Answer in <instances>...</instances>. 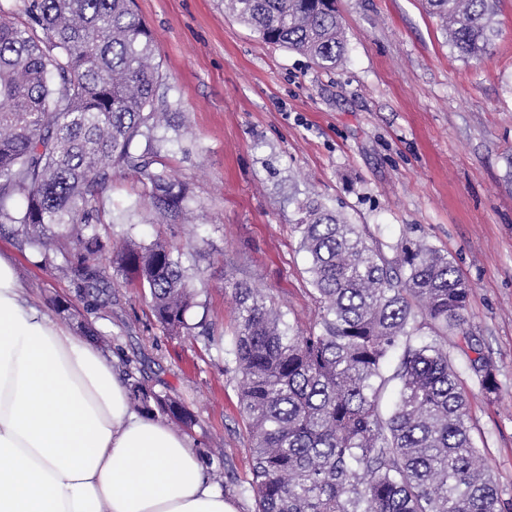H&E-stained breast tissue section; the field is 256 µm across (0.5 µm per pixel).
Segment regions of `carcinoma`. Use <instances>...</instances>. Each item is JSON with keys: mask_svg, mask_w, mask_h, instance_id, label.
Returning a JSON list of instances; mask_svg holds the SVG:
<instances>
[{"mask_svg": "<svg viewBox=\"0 0 512 512\" xmlns=\"http://www.w3.org/2000/svg\"><path fill=\"white\" fill-rule=\"evenodd\" d=\"M23 2L44 37L0 18V226H20L46 266L62 255L93 309H112L107 256L148 293L168 333L190 330L200 276L182 252L161 239L113 244L92 224L94 191L116 169L147 180L161 219L189 207L186 187L151 146L170 116L154 35L133 0ZM424 2L463 60L483 57L499 36L500 0ZM224 9L322 69L346 59L336 0H224ZM140 137L145 154L133 152ZM298 210L316 324L301 331L261 289L232 285L237 320L224 354L250 431L255 512H503L448 352V335L460 337L475 353L468 364L482 390L497 392L495 366L466 328L469 288L459 269L423 240L401 241L389 259L317 198ZM127 376L138 412L192 427L187 407Z\"/></svg>", "mask_w": 512, "mask_h": 512, "instance_id": "obj_1", "label": "carcinoma"}]
</instances>
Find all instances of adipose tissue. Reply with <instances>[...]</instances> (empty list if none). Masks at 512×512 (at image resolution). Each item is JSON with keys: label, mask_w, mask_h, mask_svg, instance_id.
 <instances>
[{"label": "adipose tissue", "mask_w": 512, "mask_h": 512, "mask_svg": "<svg viewBox=\"0 0 512 512\" xmlns=\"http://www.w3.org/2000/svg\"><path fill=\"white\" fill-rule=\"evenodd\" d=\"M0 512H234L188 437L131 411L111 352L31 305L1 253Z\"/></svg>", "instance_id": "1"}]
</instances>
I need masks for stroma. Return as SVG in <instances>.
Returning a JSON list of instances; mask_svg holds the SVG:
<instances>
[{"mask_svg":"<svg viewBox=\"0 0 512 512\" xmlns=\"http://www.w3.org/2000/svg\"><path fill=\"white\" fill-rule=\"evenodd\" d=\"M348 59L332 71L265 43L224 11V0H135L157 40L172 125L159 130L190 208L159 221L150 186L121 170L97 191L105 238L164 239L199 268L205 286L189 324L209 337L169 334L142 289L120 285L112 310H91L63 259L42 263L20 236L0 232L36 307L82 333L101 332L116 368L140 372L195 415L189 430L208 475L236 512H254L249 429L224 349L235 328L232 283L261 288L302 329L317 320L295 226L298 199L343 208L394 257L402 239L447 252L470 285L467 327L496 366L484 393L453 351L469 398L470 434L512 512V0L499 4L489 54L451 53L422 0H336ZM67 310L52 312L53 299Z\"/></svg>","mask_w":512,"mask_h":512,"instance_id":"1","label":"stroma"}]
</instances>
